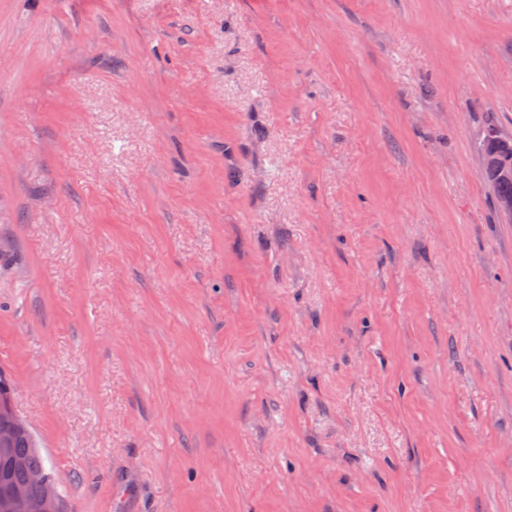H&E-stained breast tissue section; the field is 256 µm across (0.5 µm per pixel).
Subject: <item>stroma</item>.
Returning <instances> with one entry per match:
<instances>
[{
  "mask_svg": "<svg viewBox=\"0 0 512 512\" xmlns=\"http://www.w3.org/2000/svg\"><path fill=\"white\" fill-rule=\"evenodd\" d=\"M512 0H0V375L64 512H512ZM482 176L488 181L487 177L482 173ZM490 185L493 188L494 198L498 196L497 207L503 216L507 217L510 222H512V180H496L495 182H490Z\"/></svg>",
  "mask_w": 512,
  "mask_h": 512,
  "instance_id": "35a3bbf8",
  "label": "stroma"
}]
</instances>
